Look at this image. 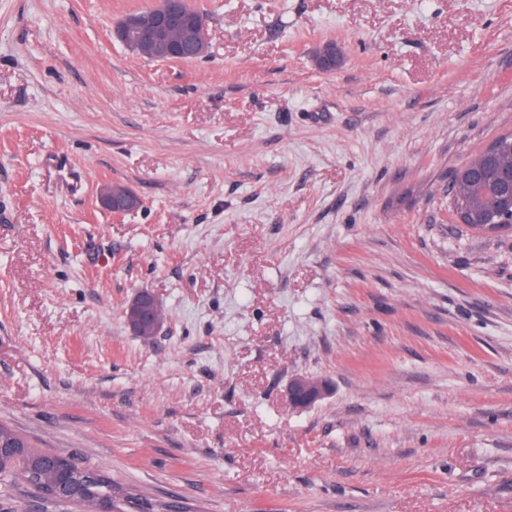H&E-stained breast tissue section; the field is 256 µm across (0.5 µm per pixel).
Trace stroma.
Returning <instances> with one entry per match:
<instances>
[{
    "label": "stroma",
    "mask_w": 512,
    "mask_h": 512,
    "mask_svg": "<svg viewBox=\"0 0 512 512\" xmlns=\"http://www.w3.org/2000/svg\"><path fill=\"white\" fill-rule=\"evenodd\" d=\"M191 2L179 62L111 35L155 0H0V422L190 512H512V233L448 198L512 132V0ZM103 187L104 189L101 192L100 202L106 210L112 212L113 216L122 217L131 214L139 207L140 201L137 196L134 194L124 193L129 189L126 185L113 182L112 190L108 189V185ZM112 191L121 195H112ZM161 305L158 296L150 289H142L137 296L127 305L128 314L130 310L135 308L138 310L140 315L137 317L136 321H131L129 318L127 319V324L129 327L136 333V331L140 328V333L138 336L143 339L149 341L154 339L155 335L153 334V330L148 326V324H144L142 327V320L150 321L152 323L156 322L157 328L162 326V320L164 319L163 307L161 306L158 311V317L161 320H158L156 317L157 309ZM327 390L323 382L313 385L305 376H298L289 382L286 398L290 406L303 408L323 399L328 394Z\"/></svg>",
    "instance_id": "obj_1"
}]
</instances>
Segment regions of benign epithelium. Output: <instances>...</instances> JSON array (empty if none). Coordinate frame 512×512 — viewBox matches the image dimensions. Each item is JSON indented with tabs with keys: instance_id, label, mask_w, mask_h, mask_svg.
I'll return each mask as SVG.
<instances>
[{
	"instance_id": "7a95c632",
	"label": "benign epithelium",
	"mask_w": 512,
	"mask_h": 512,
	"mask_svg": "<svg viewBox=\"0 0 512 512\" xmlns=\"http://www.w3.org/2000/svg\"><path fill=\"white\" fill-rule=\"evenodd\" d=\"M189 0H157L156 5L147 13L128 14L113 26V36L127 47L161 48L176 61H194L200 56L193 45L183 37L187 29L201 32L206 30V17L200 11L185 9ZM343 60L342 52L335 44L324 45L317 58L318 66L323 70L338 67ZM102 206L112 215L122 217L134 212L139 207L137 196L129 193L114 195L105 188L101 192ZM160 306L158 296L150 289L141 290L127 305V309H136L140 315L134 321H127L129 327L136 331L142 322L150 321L162 326L156 317ZM328 394L324 383L311 384L304 376H298L288 384L286 398L292 407L303 408L315 404ZM54 493L62 497L74 498L77 488L66 471H59L54 476Z\"/></svg>"
}]
</instances>
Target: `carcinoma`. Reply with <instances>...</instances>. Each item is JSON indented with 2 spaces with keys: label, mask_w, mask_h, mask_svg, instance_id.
Listing matches in <instances>:
<instances>
[{
  "label": "carcinoma",
  "mask_w": 512,
  "mask_h": 512,
  "mask_svg": "<svg viewBox=\"0 0 512 512\" xmlns=\"http://www.w3.org/2000/svg\"><path fill=\"white\" fill-rule=\"evenodd\" d=\"M512 134L496 138L487 148L458 168L452 178L448 195L454 215L467 214L466 226L474 231L486 232L488 225L504 218L512 210V194L504 185L512 183ZM21 445L20 453L0 459V480L19 478L26 484L39 487L52 486L55 471L71 468L72 459L33 448L30 441L11 427L0 423V441ZM102 489L110 492L117 512H150L139 497L123 493L109 475L101 476Z\"/></svg>",
  "instance_id": "carcinoma-1"
}]
</instances>
